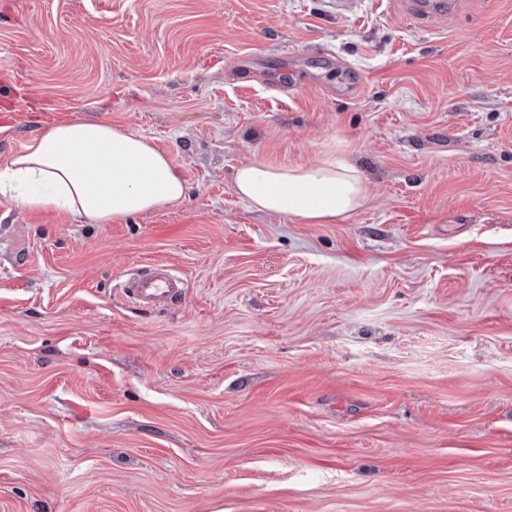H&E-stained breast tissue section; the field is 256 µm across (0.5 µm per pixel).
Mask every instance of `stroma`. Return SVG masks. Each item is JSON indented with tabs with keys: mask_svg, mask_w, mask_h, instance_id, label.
I'll list each match as a JSON object with an SVG mask.
<instances>
[{
	"mask_svg": "<svg viewBox=\"0 0 512 512\" xmlns=\"http://www.w3.org/2000/svg\"><path fill=\"white\" fill-rule=\"evenodd\" d=\"M455 2L0 0V163L88 120L189 188L120 224L0 195V512H512V0ZM287 45L309 84L234 70ZM329 157L368 187L332 224L233 188ZM154 261L186 288L144 311ZM184 288L185 280L174 274L169 265L158 262L124 279L118 290L132 304L144 309H155L180 299Z\"/></svg>",
	"mask_w": 512,
	"mask_h": 512,
	"instance_id": "1",
	"label": "stroma"
}]
</instances>
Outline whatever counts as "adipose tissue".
I'll return each instance as SVG.
<instances>
[{
  "label": "adipose tissue",
  "mask_w": 512,
  "mask_h": 512,
  "mask_svg": "<svg viewBox=\"0 0 512 512\" xmlns=\"http://www.w3.org/2000/svg\"><path fill=\"white\" fill-rule=\"evenodd\" d=\"M233 185L251 208L307 224L333 223L366 198L359 170L336 159L244 164ZM187 191L167 155L146 138L85 120L50 127L0 165V194L31 212L92 224H119L179 204Z\"/></svg>",
  "instance_id": "1"
}]
</instances>
